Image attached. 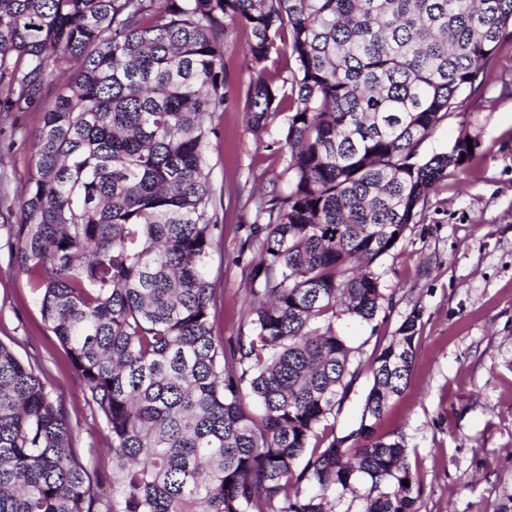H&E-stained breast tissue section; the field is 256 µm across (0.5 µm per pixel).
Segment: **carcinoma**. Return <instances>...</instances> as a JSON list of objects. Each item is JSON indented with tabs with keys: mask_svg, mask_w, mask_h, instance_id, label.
<instances>
[{
	"mask_svg": "<svg viewBox=\"0 0 512 512\" xmlns=\"http://www.w3.org/2000/svg\"><path fill=\"white\" fill-rule=\"evenodd\" d=\"M511 24L512 0H0V112L76 69L34 134L8 233L111 455L75 448L40 365L0 341V512H336L348 495L346 512H417L402 437L377 427L413 371L418 316L375 353L359 426L340 435L327 421L362 365L334 323L391 303L373 263L472 159L465 139L424 162L416 149ZM237 27L251 127L288 110L290 162L247 225L258 259L226 339L207 168Z\"/></svg>",
	"mask_w": 512,
	"mask_h": 512,
	"instance_id": "obj_1",
	"label": "carcinoma"
}]
</instances>
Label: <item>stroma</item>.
Listing matches in <instances>:
<instances>
[{
	"mask_svg": "<svg viewBox=\"0 0 512 512\" xmlns=\"http://www.w3.org/2000/svg\"><path fill=\"white\" fill-rule=\"evenodd\" d=\"M248 35L236 29L225 44L236 99L218 118L208 149L211 179L223 196L222 238L208 275L224 291L214 333L236 335L247 286L246 226L256 200L288 180L282 147L287 113L262 135L249 123L244 63ZM512 38L499 48L468 109L449 113L418 146V160L450 151L470 138L473 159L436 184L415 224L372 266L392 305L371 323L347 316L336 330L369 361L400 324L419 314L415 366L389 406L379 433L403 435L422 494L419 512H512ZM61 88L48 75L39 105L0 113V194L18 199L35 166L33 135ZM0 216V341L39 364L42 379L61 396L80 443L101 439L102 426L85 403L80 382L57 339L45 327L27 277L9 263Z\"/></svg>",
	"mask_w": 512,
	"mask_h": 512,
	"instance_id": "stroma-1",
	"label": "stroma"
}]
</instances>
